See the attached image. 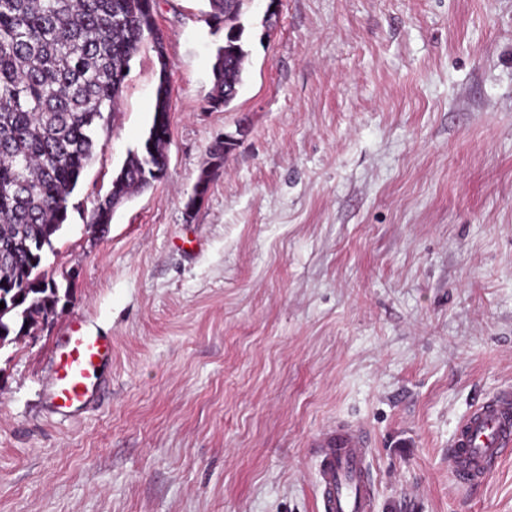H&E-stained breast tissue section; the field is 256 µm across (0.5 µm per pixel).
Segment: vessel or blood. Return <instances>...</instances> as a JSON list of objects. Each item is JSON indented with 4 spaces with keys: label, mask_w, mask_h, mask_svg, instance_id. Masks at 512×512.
<instances>
[{
    "label": "vessel or blood",
    "mask_w": 512,
    "mask_h": 512,
    "mask_svg": "<svg viewBox=\"0 0 512 512\" xmlns=\"http://www.w3.org/2000/svg\"><path fill=\"white\" fill-rule=\"evenodd\" d=\"M112 359V339L84 320L73 321L60 336L52 362L49 403L60 413L87 409L101 388V370ZM318 485L323 512H376L367 484L369 437L358 426H339L320 434ZM512 452V388L478 403L457 424L448 442V469L456 483H483Z\"/></svg>",
    "instance_id": "b4317fda"
}]
</instances>
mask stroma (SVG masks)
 Segmentation results:
<instances>
[{"mask_svg": "<svg viewBox=\"0 0 512 512\" xmlns=\"http://www.w3.org/2000/svg\"><path fill=\"white\" fill-rule=\"evenodd\" d=\"M265 3L215 111L223 26L157 0L168 171L92 235L152 119L146 46L44 254L71 301L0 349V512H321L339 422L372 437L376 512H512V454L472 490L448 472L456 424L512 386V0H280L268 33ZM78 318L112 338L108 389L56 414Z\"/></svg>", "mask_w": 512, "mask_h": 512, "instance_id": "obj_1", "label": "stroma"}]
</instances>
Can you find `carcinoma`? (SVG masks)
Listing matches in <instances>:
<instances>
[{"instance_id": "cac0c4a2", "label": "carcinoma", "mask_w": 512, "mask_h": 512, "mask_svg": "<svg viewBox=\"0 0 512 512\" xmlns=\"http://www.w3.org/2000/svg\"><path fill=\"white\" fill-rule=\"evenodd\" d=\"M224 24L216 49L212 109L229 106L243 84L250 0H207ZM158 60L151 125L98 200L94 232L105 234L114 207L167 174L170 89L153 0H0V349L29 335L70 302V286L46 278L45 249L67 220L68 198L93 156L98 130L123 92L131 60L145 40ZM235 144L216 141V167Z\"/></svg>"}]
</instances>
